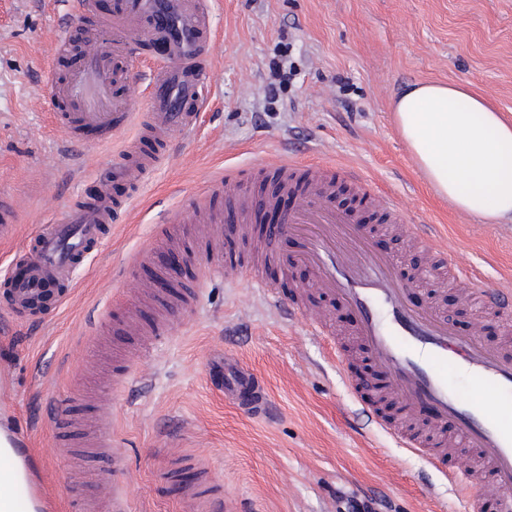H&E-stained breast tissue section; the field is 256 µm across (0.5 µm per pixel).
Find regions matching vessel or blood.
I'll return each instance as SVG.
<instances>
[{
    "label": "vessel or blood",
    "instance_id": "b4317fda",
    "mask_svg": "<svg viewBox=\"0 0 512 512\" xmlns=\"http://www.w3.org/2000/svg\"><path fill=\"white\" fill-rule=\"evenodd\" d=\"M75 9L84 26L67 27L53 52L64 53L78 37L84 40L83 51L64 77L49 78L63 107L56 115L59 129L86 133L101 143L136 123L154 141L165 143L175 132L196 126L208 98L202 60L209 55L213 38L212 0H117L106 18L97 16L95 0H75ZM143 31L149 44L163 47L145 79L128 63L129 45ZM125 153L135 157V164L114 169L112 176L133 182L152 159L143 155L138 138L127 143ZM263 169L276 182L264 205H276L283 197L293 200L285 222L298 242L294 264L307 268L313 288L338 297L356 314L357 339L381 375V388L400 404L394 422H382V429L434 468L441 464L438 448L456 438L477 455L483 468L478 474L463 465L448 472V484L456 493L455 512H472L474 492L482 483L497 492L500 512H512V349L485 344L481 326H474L471 335L459 336L435 308H415L408 299L412 281L399 278L394 257L372 250L362 222L367 211L378 213L396 231L421 244L433 265L464 284L470 283L472 273L466 254L449 251L435 226L413 223L402 202L367 190L364 178L352 169L291 159L264 163ZM340 179L353 189L356 206L337 205ZM253 206L247 200L195 211L194 221L203 225L207 243L205 275L233 270V263L224 258V237L240 231ZM114 210L115 200L106 186L94 201L71 208L36 235L30 251L18 257L23 274L5 282L15 315L45 313L72 294V274L100 245ZM130 291L152 292L172 316L188 298L187 293L136 280ZM474 294L489 315L512 306V284L507 282L475 289ZM292 311L302 317L311 336L330 340L331 317L325 310L296 302ZM167 328L164 322L132 319L114 332L137 337L135 356L140 359ZM457 371L469 374L478 387L489 388L488 397L461 392L450 380ZM220 380L226 399L252 418L266 417L270 399L263 377L228 356ZM427 412L433 418L432 437L405 429V422ZM184 507L186 512H224L222 485L210 472H202L198 483L185 489Z\"/></svg>",
    "mask_w": 512,
    "mask_h": 512
}]
</instances>
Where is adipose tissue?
I'll return each mask as SVG.
<instances>
[{
    "instance_id": "obj_1",
    "label": "adipose tissue",
    "mask_w": 512,
    "mask_h": 512,
    "mask_svg": "<svg viewBox=\"0 0 512 512\" xmlns=\"http://www.w3.org/2000/svg\"><path fill=\"white\" fill-rule=\"evenodd\" d=\"M402 138L435 193L488 224L512 222V120L464 84L416 83L392 102ZM24 472L0 436V512H37L20 501Z\"/></svg>"
}]
</instances>
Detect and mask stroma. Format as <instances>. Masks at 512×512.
I'll use <instances>...</instances> for the list:
<instances>
[{
    "label": "stroma",
    "mask_w": 512,
    "mask_h": 512,
    "mask_svg": "<svg viewBox=\"0 0 512 512\" xmlns=\"http://www.w3.org/2000/svg\"><path fill=\"white\" fill-rule=\"evenodd\" d=\"M214 21L221 39L200 126L159 149L145 144L154 165L136 184L113 186L122 207L99 253L75 272L74 292L41 322L14 317L0 295V424L20 434L44 512L97 500L105 479L123 485L128 512H184L181 492L202 467L223 484L230 512H349L354 501L374 512H453L447 479L376 426L375 395L359 404L338 376L337 359L359 367L354 315L315 293L316 307L332 316L334 351L308 336L301 319L252 295L248 277L202 276L191 221L182 222L176 246L187 258L181 283L200 281L193 301L131 370L129 389L96 387L112 379L113 348L133 345L113 335V323L156 317L124 283L158 281L159 265L136 266L132 257L161 236L164 213L187 211L222 172L258 195L259 164L273 155L357 171L377 191L406 199L414 223L437 225L449 250L470 257L479 284L512 278V223H481L436 196L391 110L409 84L462 82L512 118V0H217ZM70 22L65 0L51 8L46 0H0V197L19 212L13 239L0 242V282L12 253L96 196L97 178L123 163L137 134L76 147L50 126L56 102L43 72L58 28ZM295 248L281 237L263 279L285 290L306 283V268L285 264ZM411 300L444 307L462 335L480 318L452 285L414 288ZM91 330L98 363L66 362ZM226 355L264 377L275 420L251 419L225 402L211 365ZM49 398L67 418L92 402L111 413L120 460L76 442L46 454Z\"/></svg>",
    "instance_id": "35a3bbf8"
}]
</instances>
